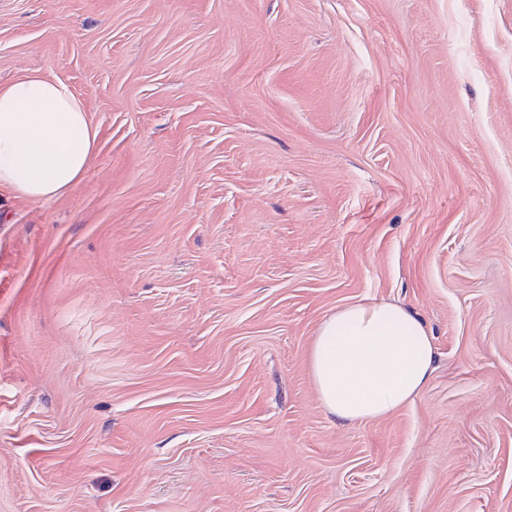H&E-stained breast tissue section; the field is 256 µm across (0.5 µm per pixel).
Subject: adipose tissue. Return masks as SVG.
I'll return each instance as SVG.
<instances>
[{"label":"adipose tissue","instance_id":"ef3b65f1","mask_svg":"<svg viewBox=\"0 0 512 512\" xmlns=\"http://www.w3.org/2000/svg\"><path fill=\"white\" fill-rule=\"evenodd\" d=\"M97 151V131L64 82L25 77L0 86V191L43 201L67 194ZM424 322L397 302L361 301L325 316L308 365L334 419H384L418 397L434 370Z\"/></svg>","mask_w":512,"mask_h":512}]
</instances>
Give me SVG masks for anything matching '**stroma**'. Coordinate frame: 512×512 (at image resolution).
I'll list each match as a JSON object with an SVG mask.
<instances>
[{
	"label": "stroma",
	"instance_id": "stroma-1",
	"mask_svg": "<svg viewBox=\"0 0 512 512\" xmlns=\"http://www.w3.org/2000/svg\"><path fill=\"white\" fill-rule=\"evenodd\" d=\"M98 150L0 193V512H512V0H0ZM360 300L436 369L343 423ZM424 322L398 302L361 301L325 316L308 365L319 400L333 419H384L418 397L434 370Z\"/></svg>",
	"mask_w": 512,
	"mask_h": 512
}]
</instances>
